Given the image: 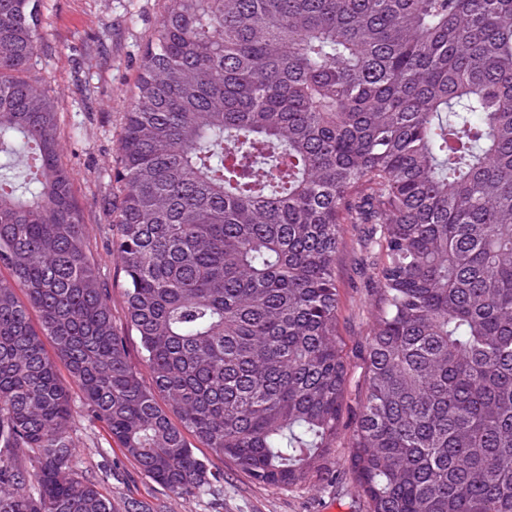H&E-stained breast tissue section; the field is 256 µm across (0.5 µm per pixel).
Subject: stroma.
Listing matches in <instances>:
<instances>
[{
    "instance_id": "obj_1",
    "label": "stroma",
    "mask_w": 512,
    "mask_h": 512,
    "mask_svg": "<svg viewBox=\"0 0 512 512\" xmlns=\"http://www.w3.org/2000/svg\"><path fill=\"white\" fill-rule=\"evenodd\" d=\"M167 0H40V37L46 50L34 74L45 81L58 110L59 161L72 175L75 202L86 224L101 282L111 296L112 320L123 333L142 382L150 375L129 332L123 302L124 276L112 257L103 202L112 190V169L126 104L148 40ZM361 228L345 225L347 245L336 258L338 328L349 364L347 406L340 434L326 460L329 480L313 475L293 486L258 483L210 449L198 448L216 481L209 491L184 499L145 476L110 437L103 423L72 391L75 465L94 481L117 512L138 501L147 512H368L349 467V438L365 379L362 348L372 320L370 271L358 241Z\"/></svg>"
}]
</instances>
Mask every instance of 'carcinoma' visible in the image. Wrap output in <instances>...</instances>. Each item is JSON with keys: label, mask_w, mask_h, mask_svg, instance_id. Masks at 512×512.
I'll list each match as a JSON object with an SVG mask.
<instances>
[{"label": "carcinoma", "mask_w": 512, "mask_h": 512, "mask_svg": "<svg viewBox=\"0 0 512 512\" xmlns=\"http://www.w3.org/2000/svg\"><path fill=\"white\" fill-rule=\"evenodd\" d=\"M169 2L108 207L147 387L31 74L39 0H0V512H114L73 476L57 358L176 495L212 484L189 435L258 483L320 472L346 224L374 274L350 442L369 512H512V0Z\"/></svg>", "instance_id": "cac0c4a2"}]
</instances>
